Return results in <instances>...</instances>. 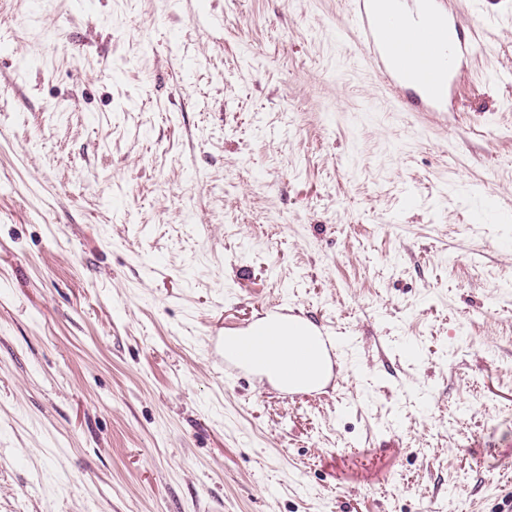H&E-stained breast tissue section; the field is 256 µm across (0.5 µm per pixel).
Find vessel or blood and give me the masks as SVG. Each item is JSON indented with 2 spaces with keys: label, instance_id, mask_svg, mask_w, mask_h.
<instances>
[{
  "label": "vessel or blood",
  "instance_id": "vessel-or-blood-1",
  "mask_svg": "<svg viewBox=\"0 0 512 512\" xmlns=\"http://www.w3.org/2000/svg\"><path fill=\"white\" fill-rule=\"evenodd\" d=\"M347 33L361 50L360 66L388 92L394 111L440 112L451 78L473 52L464 38L467 21L448 0H351ZM275 329L224 339V368L234 373L255 364L261 355L282 347Z\"/></svg>",
  "mask_w": 512,
  "mask_h": 512
}]
</instances>
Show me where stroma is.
<instances>
[{"label": "stroma", "mask_w": 512, "mask_h": 512, "mask_svg": "<svg viewBox=\"0 0 512 512\" xmlns=\"http://www.w3.org/2000/svg\"><path fill=\"white\" fill-rule=\"evenodd\" d=\"M446 114L345 0H0V512H512V0ZM284 310L320 388L224 373ZM312 331V338L309 341L307 351L304 352L305 356H319L327 355L329 358H334L336 354V342L331 336H327L324 331H316L310 327Z\"/></svg>", "instance_id": "1"}]
</instances>
